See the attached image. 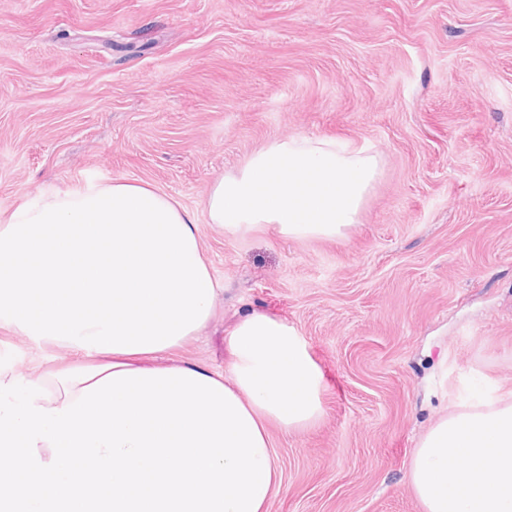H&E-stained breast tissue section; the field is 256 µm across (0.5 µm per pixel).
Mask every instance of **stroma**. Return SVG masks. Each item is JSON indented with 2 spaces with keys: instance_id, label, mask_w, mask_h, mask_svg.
Here are the masks:
<instances>
[{
  "instance_id": "35a3bbf8",
  "label": "stroma",
  "mask_w": 512,
  "mask_h": 512,
  "mask_svg": "<svg viewBox=\"0 0 512 512\" xmlns=\"http://www.w3.org/2000/svg\"><path fill=\"white\" fill-rule=\"evenodd\" d=\"M377 152L345 240L200 226L221 289L177 359L226 370L257 309L293 326L324 417L272 429L269 512H422L418 439L512 396V0H0V215L137 180L196 217L212 182L276 138ZM68 362L0 330V358Z\"/></svg>"
}]
</instances>
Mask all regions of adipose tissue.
<instances>
[{
    "label": "adipose tissue",
    "instance_id": "ef3b65f1",
    "mask_svg": "<svg viewBox=\"0 0 512 512\" xmlns=\"http://www.w3.org/2000/svg\"><path fill=\"white\" fill-rule=\"evenodd\" d=\"M380 166L330 138L275 139L214 181L207 222L232 236L270 227L290 240L344 239ZM218 290L193 214L165 192L118 179L27 200L0 221V329L72 360L38 373L0 362V382L33 381L62 408L103 376L180 349L212 319ZM226 346L230 366L212 377L260 431L271 498L281 487L271 431L323 417V375L298 331L262 311L245 313Z\"/></svg>",
    "mask_w": 512,
    "mask_h": 512
}]
</instances>
